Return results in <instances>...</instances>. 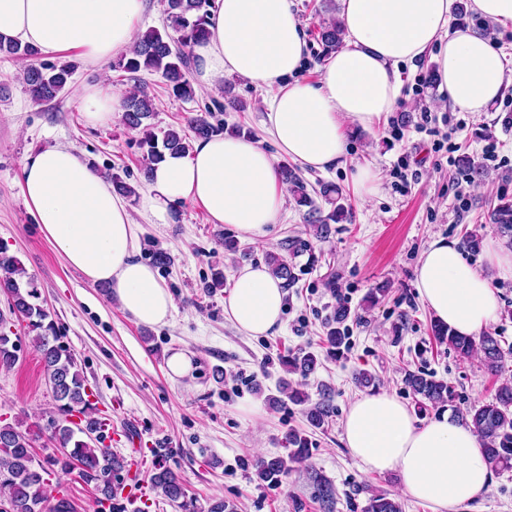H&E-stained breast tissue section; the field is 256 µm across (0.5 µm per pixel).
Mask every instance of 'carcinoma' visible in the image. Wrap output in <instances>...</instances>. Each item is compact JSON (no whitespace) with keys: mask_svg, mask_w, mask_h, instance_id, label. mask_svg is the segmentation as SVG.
<instances>
[{"mask_svg":"<svg viewBox=\"0 0 512 512\" xmlns=\"http://www.w3.org/2000/svg\"><path fill=\"white\" fill-rule=\"evenodd\" d=\"M167 20L178 37L149 28L138 35L135 47L121 56L115 67L137 78L142 70L159 74L170 87L172 94L182 100L195 96L187 71L189 57L185 48L207 38V7L209 0H167ZM317 39L322 51L329 54L342 43V29L336 14L321 18ZM0 53L24 62L23 77L31 98L38 102L55 100L65 90L74 72L69 62H44L40 51L28 44L17 41H0ZM121 119L124 125L142 133L139 146L142 149L141 173L149 178L153 166L162 162L167 151L181 154L193 148V139L206 138L224 133V128L212 124L203 115L188 119L191 134L171 127L156 133L147 124L154 112L153 103L142 89L126 95ZM281 180L290 185L297 205L309 208L314 236L322 240L327 237L328 221L344 215L345 206L340 203L338 191L331 184L322 186L320 194L333 206L325 217L307 190L306 183L296 170L286 164L279 167ZM491 218L503 229L512 231V199L499 200ZM267 264L273 275L284 280L290 287L297 276L293 265L278 253L269 254ZM0 292L10 300L11 314L24 325V332L35 343L52 391L54 411L48 420V440L58 450L44 459L36 458L33 443L39 434L22 428V423H0V502L4 512H74V506L64 496L54 498L49 492V475L74 473L86 484L94 485L100 492L97 499L98 512H125L122 497L116 492L117 484L112 475L125 469V460L109 448L91 445V435L101 441L102 422L96 416V408L87 392V384L78 363L58 335L51 312L40 303V292L33 280L26 278V271L20 261L7 254V248L0 245ZM349 311L336 308L334 317L325 324L326 353L330 356L341 354L345 345L344 323ZM434 338L448 345L459 357L466 359L474 352L482 354L484 366L490 372L501 368L507 353L501 346L496 333L484 332L475 339L459 336L450 328L435 321L431 324ZM19 337H12L0 330V367L10 368L18 359ZM287 373L307 376L316 370L317 355L299 350L283 359ZM406 384L415 396L419 409L427 406L443 407L452 400L453 392L448 383L432 373L409 372ZM309 423L315 428L329 424L333 414L330 394L323 393L319 402L305 410ZM457 418L470 427L480 438L486 461L492 470L512 468V385L503 383L492 403L474 405L458 412ZM288 453L285 456L261 458L254 463L259 481L269 485L279 483L282 477L293 470V464L309 457L308 439L300 431L292 429L285 438ZM316 486V499L323 506L333 504L334 488L331 482L318 472L311 473ZM155 491L171 501L180 502L183 512H234L224 499H212L203 506L195 498L187 497L179 475L167 465H159L151 476ZM365 512H402L401 504L387 494H373L368 499Z\"/></svg>","mask_w":512,"mask_h":512,"instance_id":"obj_1","label":"carcinoma"}]
</instances>
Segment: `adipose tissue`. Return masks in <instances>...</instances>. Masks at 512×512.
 <instances>
[{"label": "adipose tissue", "mask_w": 512, "mask_h": 512, "mask_svg": "<svg viewBox=\"0 0 512 512\" xmlns=\"http://www.w3.org/2000/svg\"><path fill=\"white\" fill-rule=\"evenodd\" d=\"M456 0H339L343 45L325 60L318 84L296 80L309 57L291 0H211L208 38L193 47L194 80L208 88L237 75L264 90L267 133L302 168L347 162V133L378 130L400 93L399 67L434 54L437 87L455 107L482 112L504 84V53L491 37L452 23ZM144 0H0V39L42 53L78 50L98 68L134 45ZM25 202L50 245L92 284L109 287L138 323L162 326L174 299L147 263L135 260L138 226L124 196L76 151L55 145L21 169ZM285 186L260 141L216 135L188 155L166 154L140 200L141 219L170 220L171 204H201L214 223L262 242L282 217ZM420 300L463 336L497 318L498 291L457 241L434 239L416 269ZM284 289L265 265L234 276L224 315L238 331L264 336L281 322ZM343 440L364 470L394 472L406 494L433 512H459L487 490L491 472L471 428L440 415L418 422L394 394L362 395L343 420Z\"/></svg>", "instance_id": "adipose-tissue-1"}]
</instances>
